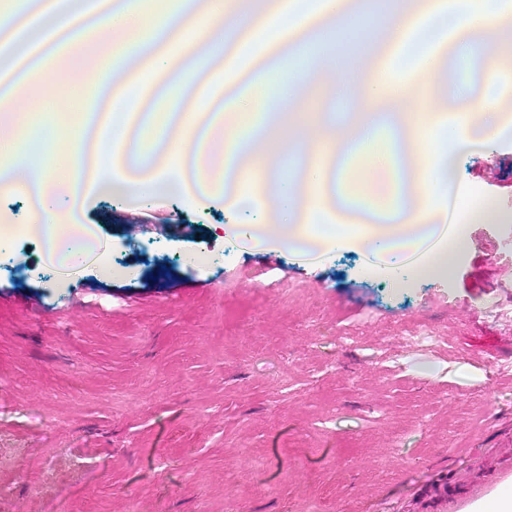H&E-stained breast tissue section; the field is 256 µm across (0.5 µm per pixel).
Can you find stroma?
Returning a JSON list of instances; mask_svg holds the SVG:
<instances>
[{"instance_id": "35a3bbf8", "label": "stroma", "mask_w": 512, "mask_h": 512, "mask_svg": "<svg viewBox=\"0 0 512 512\" xmlns=\"http://www.w3.org/2000/svg\"><path fill=\"white\" fill-rule=\"evenodd\" d=\"M26 89L67 115V62ZM358 94L308 105L344 123ZM452 175L496 220L444 277L339 249L254 251L247 219L173 192L98 194L95 249L43 267L26 204L0 200V512H444L450 473L512 463V143ZM430 341L411 343L414 332Z\"/></svg>"}]
</instances>
